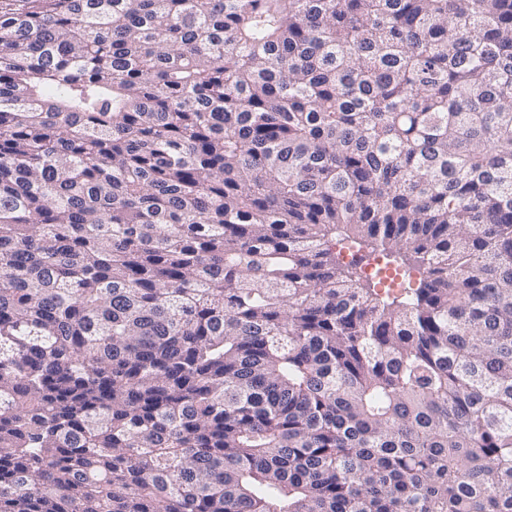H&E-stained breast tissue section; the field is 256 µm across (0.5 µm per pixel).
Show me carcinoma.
Listing matches in <instances>:
<instances>
[{
  "instance_id": "1",
  "label": "carcinoma",
  "mask_w": 512,
  "mask_h": 512,
  "mask_svg": "<svg viewBox=\"0 0 512 512\" xmlns=\"http://www.w3.org/2000/svg\"><path fill=\"white\" fill-rule=\"evenodd\" d=\"M0 512H512V0H0Z\"/></svg>"
}]
</instances>
